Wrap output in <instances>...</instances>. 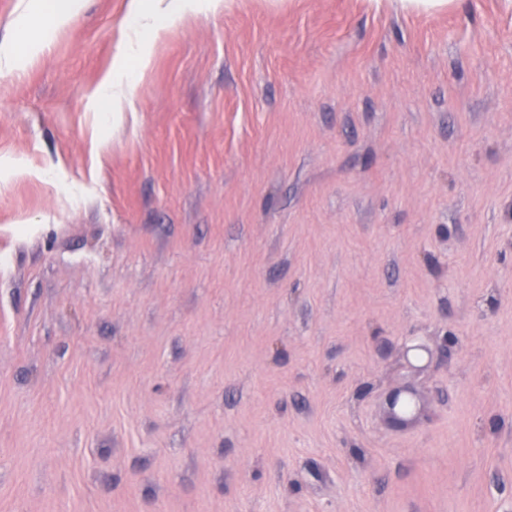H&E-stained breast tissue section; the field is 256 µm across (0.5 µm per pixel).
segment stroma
Segmentation results:
<instances>
[{"instance_id":"stroma-1","label":"stroma","mask_w":512,"mask_h":512,"mask_svg":"<svg viewBox=\"0 0 512 512\" xmlns=\"http://www.w3.org/2000/svg\"><path fill=\"white\" fill-rule=\"evenodd\" d=\"M28 2L0 512H512V0H226L116 117L126 0L50 32ZM125 58L120 57L112 66V73L108 74L99 84L93 94L96 104H105L108 109H97V112H110V99H112V115L121 112L119 102L123 99L128 107L133 106L134 83L125 81L121 76L125 75ZM412 398L417 402L415 394L409 390L403 389L394 392L389 400V409L392 416L398 420H405L413 416L416 404ZM408 401L412 403V407L409 409L405 406Z\"/></svg>"}]
</instances>
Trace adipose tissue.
<instances>
[{"instance_id": "ef3b65f1", "label": "adipose tissue", "mask_w": 512, "mask_h": 512, "mask_svg": "<svg viewBox=\"0 0 512 512\" xmlns=\"http://www.w3.org/2000/svg\"><path fill=\"white\" fill-rule=\"evenodd\" d=\"M223 0H128L127 15L134 33L129 52L141 67H148L154 40L169 24L220 10Z\"/></svg>"}]
</instances>
